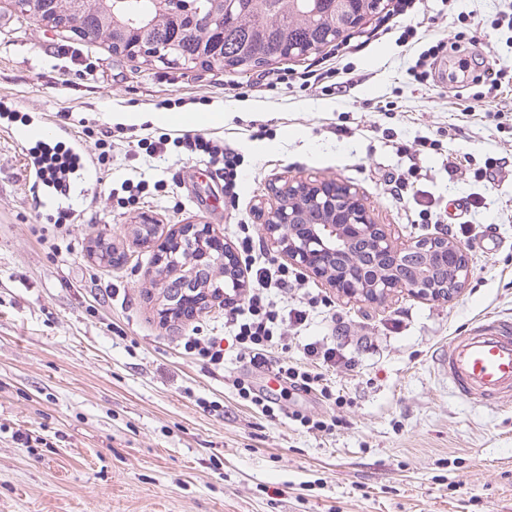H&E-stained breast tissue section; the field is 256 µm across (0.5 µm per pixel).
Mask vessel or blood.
Segmentation results:
<instances>
[{
  "instance_id": "1",
  "label": "vessel or blood",
  "mask_w": 512,
  "mask_h": 512,
  "mask_svg": "<svg viewBox=\"0 0 512 512\" xmlns=\"http://www.w3.org/2000/svg\"><path fill=\"white\" fill-rule=\"evenodd\" d=\"M74 169L79 183L98 180L99 173L85 157L77 135H70ZM438 364L453 392L462 399L499 404L512 399V320L487 315L458 330L448 342Z\"/></svg>"
}]
</instances>
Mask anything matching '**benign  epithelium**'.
I'll return each mask as SVG.
<instances>
[{
  "label": "benign epithelium",
  "instance_id": "benign-epithelium-1",
  "mask_svg": "<svg viewBox=\"0 0 512 512\" xmlns=\"http://www.w3.org/2000/svg\"><path fill=\"white\" fill-rule=\"evenodd\" d=\"M17 12L44 24L43 15H58L56 0H13ZM277 199L264 225L265 238L289 263L333 288L337 295L383 305L407 290L432 300H449L466 286L470 269L465 247L440 232L393 244L385 225L375 223L352 187L340 182L293 181L271 188ZM135 240L156 246L145 275L168 288L175 277L191 290L165 293L164 315L190 320L209 301L231 302L242 296L246 270L238 254L212 234L207 224H180L164 235L145 215L135 225ZM219 269L226 292L202 286V273Z\"/></svg>",
  "mask_w": 512,
  "mask_h": 512
}]
</instances>
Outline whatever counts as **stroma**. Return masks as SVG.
<instances>
[{
    "label": "stroma",
    "instance_id": "35a3bbf8",
    "mask_svg": "<svg viewBox=\"0 0 512 512\" xmlns=\"http://www.w3.org/2000/svg\"><path fill=\"white\" fill-rule=\"evenodd\" d=\"M396 3L319 52L240 72L148 65L20 24L0 0V102L18 104L13 126L48 116L94 158L112 134L108 171L62 224L40 218L26 181L35 142L0 138V512H512V402L460 399L436 365L464 325L512 316V84L486 96L442 63L423 81L410 72L441 38L452 59L512 57V34L492 28L512 0H415L402 16ZM408 25L417 36L404 43ZM344 68L353 83L334 95L276 82L331 84ZM216 109L223 125L203 134L242 159L232 198L208 154L150 152L164 128L110 120ZM489 157L501 166L488 181ZM398 174L409 177L400 199ZM127 179L144 184L133 204ZM295 179L351 185L399 245L434 234L424 210L467 227L469 280L452 300L350 301L301 269L278 293L310 317L286 327L274 358L306 363L311 342L339 350L343 363L324 371L339 405L252 369L222 301L163 322L161 287L145 276L154 251L132 234L147 213L167 230L209 225L235 249L246 233L263 243L270 189ZM99 235L122 264L91 257ZM189 336L220 344L223 364L186 354ZM239 380L278 394L284 414L263 416ZM293 410L336 425L309 430Z\"/></svg>",
    "mask_w": 512,
    "mask_h": 512
}]
</instances>
